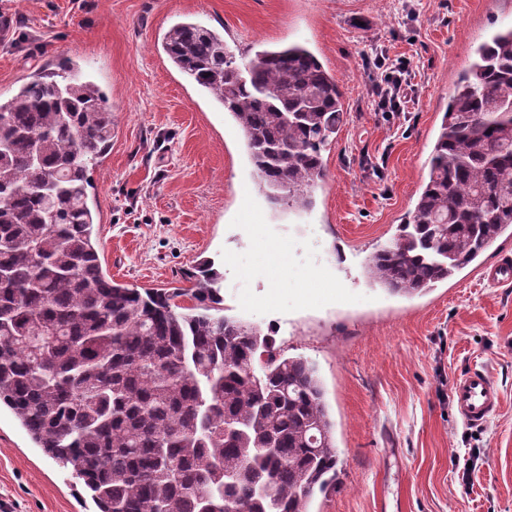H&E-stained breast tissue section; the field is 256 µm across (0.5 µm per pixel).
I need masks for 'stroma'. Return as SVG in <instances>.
<instances>
[{"mask_svg": "<svg viewBox=\"0 0 512 512\" xmlns=\"http://www.w3.org/2000/svg\"><path fill=\"white\" fill-rule=\"evenodd\" d=\"M0 11L13 20L0 31V95L69 58L107 92L112 147L90 173L106 273L183 288L188 268L214 261L229 315L316 365L341 463L310 512H512V285L478 279L512 237L423 294L366 274L414 206L456 74L512 25V0H0ZM186 20L238 54L305 44L335 76L346 113L311 211L268 204L230 115L167 62L162 37ZM379 54L408 69L404 111L368 94ZM474 367L501 392L477 428L450 394ZM83 493L1 407L0 512H96Z\"/></svg>", "mask_w": 512, "mask_h": 512, "instance_id": "stroma-1", "label": "stroma"}]
</instances>
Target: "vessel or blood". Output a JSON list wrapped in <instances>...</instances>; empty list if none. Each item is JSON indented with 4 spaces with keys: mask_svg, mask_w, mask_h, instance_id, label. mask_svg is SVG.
Listing matches in <instances>:
<instances>
[{
    "mask_svg": "<svg viewBox=\"0 0 512 512\" xmlns=\"http://www.w3.org/2000/svg\"><path fill=\"white\" fill-rule=\"evenodd\" d=\"M479 277L490 285L512 283V255L503 253L481 269ZM457 413L464 421L480 425L487 421L501 403L498 386L487 370L471 368L462 372L451 387Z\"/></svg>",
    "mask_w": 512,
    "mask_h": 512,
    "instance_id": "b4317fda",
    "label": "vessel or blood"
}]
</instances>
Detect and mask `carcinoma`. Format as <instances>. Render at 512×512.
<instances>
[{
	"mask_svg": "<svg viewBox=\"0 0 512 512\" xmlns=\"http://www.w3.org/2000/svg\"><path fill=\"white\" fill-rule=\"evenodd\" d=\"M162 48L232 116L268 202L310 209L344 118L320 60L300 44L240 60L224 33L192 21ZM111 140L105 94L73 66L0 96V406L98 512H309L340 464L316 367L222 314L209 262L171 291L106 274L87 187ZM506 233L512 26L458 73L414 208L367 274L420 294Z\"/></svg>",
	"mask_w": 512,
	"mask_h": 512,
	"instance_id": "cac0c4a2",
	"label": "carcinoma"
}]
</instances>
